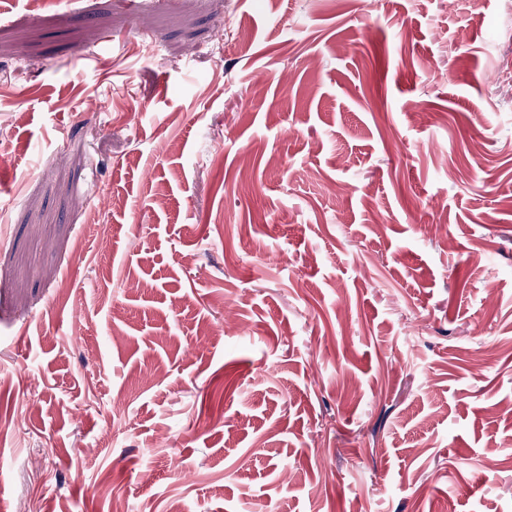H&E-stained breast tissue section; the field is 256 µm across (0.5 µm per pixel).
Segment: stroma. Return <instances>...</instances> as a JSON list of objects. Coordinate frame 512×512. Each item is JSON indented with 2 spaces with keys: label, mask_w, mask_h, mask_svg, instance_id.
<instances>
[{
  "label": "stroma",
  "mask_w": 512,
  "mask_h": 512,
  "mask_svg": "<svg viewBox=\"0 0 512 512\" xmlns=\"http://www.w3.org/2000/svg\"><path fill=\"white\" fill-rule=\"evenodd\" d=\"M511 18L0 0L7 512H512Z\"/></svg>",
  "instance_id": "35a3bbf8"
}]
</instances>
